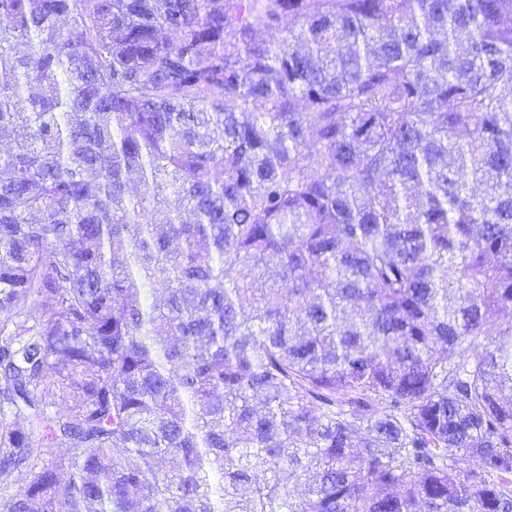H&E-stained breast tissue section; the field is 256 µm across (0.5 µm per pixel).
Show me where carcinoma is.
<instances>
[{"instance_id":"1","label":"carcinoma","mask_w":512,"mask_h":512,"mask_svg":"<svg viewBox=\"0 0 512 512\" xmlns=\"http://www.w3.org/2000/svg\"><path fill=\"white\" fill-rule=\"evenodd\" d=\"M3 140L0 512H512V0H0Z\"/></svg>"}]
</instances>
